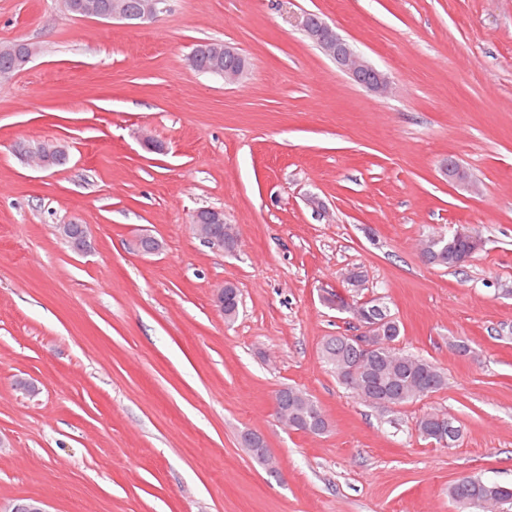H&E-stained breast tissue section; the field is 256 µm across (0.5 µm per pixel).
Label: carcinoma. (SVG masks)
Returning a JSON list of instances; mask_svg holds the SVG:
<instances>
[{
  "instance_id": "cac0c4a2",
  "label": "carcinoma",
  "mask_w": 512,
  "mask_h": 512,
  "mask_svg": "<svg viewBox=\"0 0 512 512\" xmlns=\"http://www.w3.org/2000/svg\"><path fill=\"white\" fill-rule=\"evenodd\" d=\"M112 0H64L65 9L79 17L91 18L96 15L97 6L110 4ZM15 43L0 44V74H12L23 69L19 57L12 53ZM191 56L196 58L197 71L206 73L214 66L211 45L202 43L195 47ZM421 246L434 257H442L441 266L459 269L473 258V246L455 235H423ZM240 297L237 289L229 288L224 292V318L232 319L237 315ZM387 320L382 326V337L374 357L364 363L360 378L365 385L352 388L351 392L361 401L376 408L394 410L413 403L447 386V374L438 364L406 353L396 347L401 336L400 323L387 307H382ZM321 354L338 380L345 379L343 369L352 365L358 358L357 349L346 336H327L324 338ZM280 403L288 408V426L294 429L307 428L313 435L325 431L323 410L318 401L304 390L287 387L279 391ZM448 419L458 424L455 417L441 410L423 414L416 421V430L420 436L436 444L440 443L438 420ZM466 488L458 483L448 487V497L452 503L466 496L474 501L486 504L474 512H488L491 506L512 504V484L490 482L477 477L465 478Z\"/></svg>"
}]
</instances>
